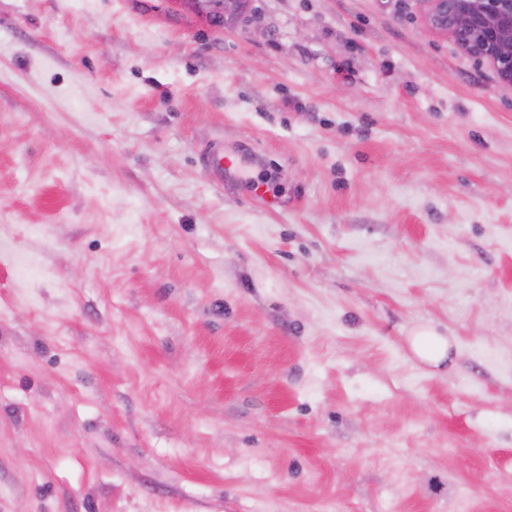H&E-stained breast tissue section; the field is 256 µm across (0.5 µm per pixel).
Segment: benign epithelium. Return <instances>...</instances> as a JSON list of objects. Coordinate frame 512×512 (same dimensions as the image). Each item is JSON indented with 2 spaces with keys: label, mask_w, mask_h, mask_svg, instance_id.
Segmentation results:
<instances>
[{
  "label": "benign epithelium",
  "mask_w": 512,
  "mask_h": 512,
  "mask_svg": "<svg viewBox=\"0 0 512 512\" xmlns=\"http://www.w3.org/2000/svg\"><path fill=\"white\" fill-rule=\"evenodd\" d=\"M204 16L213 7L224 18L238 16L246 0H181ZM427 25L452 39L475 61L489 63L497 79L512 87V0H422Z\"/></svg>",
  "instance_id": "benign-epithelium-1"
}]
</instances>
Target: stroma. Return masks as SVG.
<instances>
[{
  "instance_id": "1",
  "label": "stroma",
  "mask_w": 512,
  "mask_h": 512,
  "mask_svg": "<svg viewBox=\"0 0 512 512\" xmlns=\"http://www.w3.org/2000/svg\"><path fill=\"white\" fill-rule=\"evenodd\" d=\"M424 10L0 0V512H512V88ZM411 350L422 363L437 367L448 355V337L436 333L432 328H421L411 337Z\"/></svg>"
}]
</instances>
